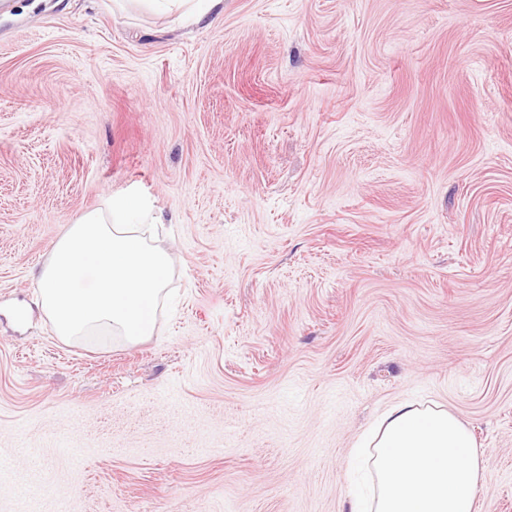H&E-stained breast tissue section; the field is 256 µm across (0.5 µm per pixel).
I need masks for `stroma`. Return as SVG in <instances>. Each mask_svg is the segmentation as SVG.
I'll return each mask as SVG.
<instances>
[{
	"label": "stroma",
	"mask_w": 512,
	"mask_h": 512,
	"mask_svg": "<svg viewBox=\"0 0 512 512\" xmlns=\"http://www.w3.org/2000/svg\"><path fill=\"white\" fill-rule=\"evenodd\" d=\"M133 189L174 311L61 340L38 274ZM401 400L512 512V0H0V512H348ZM152 7L168 5L172 8L188 7V13L195 16L198 21L203 20L216 10L222 9L223 0H127ZM15 448H0V486L1 491L13 494L17 498H25L32 494L28 487L11 482V475L15 468L16 461L20 457L30 460L36 459V449L27 448L22 442L17 443Z\"/></svg>",
	"instance_id": "1"
}]
</instances>
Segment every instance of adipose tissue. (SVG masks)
Listing matches in <instances>:
<instances>
[{
	"label": "adipose tissue",
	"instance_id": "obj_1",
	"mask_svg": "<svg viewBox=\"0 0 512 512\" xmlns=\"http://www.w3.org/2000/svg\"><path fill=\"white\" fill-rule=\"evenodd\" d=\"M367 490L348 486L350 512H476L484 461L451 411L402 402L360 439Z\"/></svg>",
	"mask_w": 512,
	"mask_h": 512
}]
</instances>
